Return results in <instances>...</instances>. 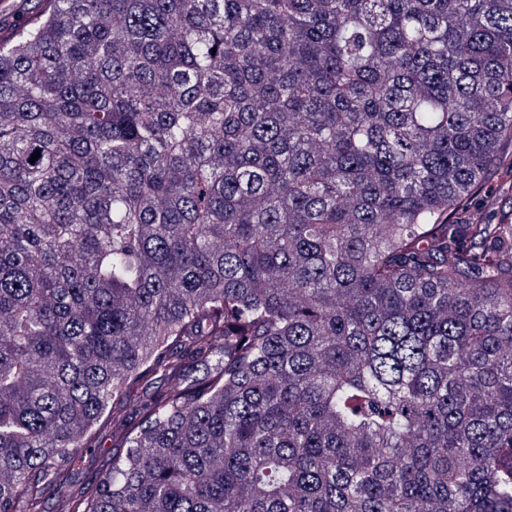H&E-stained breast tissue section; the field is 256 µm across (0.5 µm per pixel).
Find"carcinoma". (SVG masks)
<instances>
[{"mask_svg":"<svg viewBox=\"0 0 512 512\" xmlns=\"http://www.w3.org/2000/svg\"><path fill=\"white\" fill-rule=\"evenodd\" d=\"M43 2L0 40V512H512V0ZM99 447L104 449L96 459H93L92 461L85 460L77 463L74 471L75 481H82L90 470H95L100 467L106 468L109 466L112 460V436L107 435L103 438Z\"/></svg>","mask_w":512,"mask_h":512,"instance_id":"carcinoma-1","label":"carcinoma"}]
</instances>
